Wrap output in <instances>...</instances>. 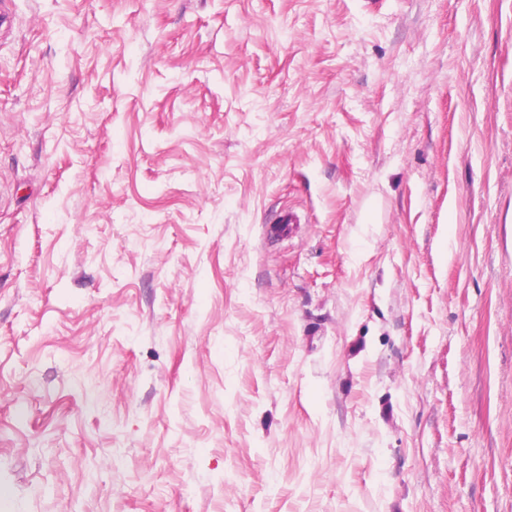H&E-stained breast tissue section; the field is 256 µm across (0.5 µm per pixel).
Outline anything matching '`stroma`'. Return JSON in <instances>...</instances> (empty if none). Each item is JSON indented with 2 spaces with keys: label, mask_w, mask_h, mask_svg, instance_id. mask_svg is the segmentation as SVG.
<instances>
[{
  "label": "stroma",
  "mask_w": 512,
  "mask_h": 512,
  "mask_svg": "<svg viewBox=\"0 0 512 512\" xmlns=\"http://www.w3.org/2000/svg\"><path fill=\"white\" fill-rule=\"evenodd\" d=\"M0 487L512 512V0H12Z\"/></svg>",
  "instance_id": "35a3bbf8"
}]
</instances>
